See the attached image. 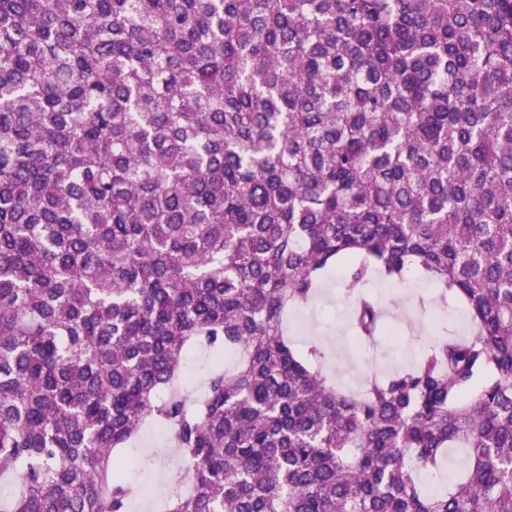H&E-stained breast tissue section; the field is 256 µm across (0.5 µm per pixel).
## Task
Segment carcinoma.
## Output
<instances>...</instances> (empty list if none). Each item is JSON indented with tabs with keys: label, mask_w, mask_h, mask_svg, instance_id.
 <instances>
[{
	"label": "carcinoma",
	"mask_w": 512,
	"mask_h": 512,
	"mask_svg": "<svg viewBox=\"0 0 512 512\" xmlns=\"http://www.w3.org/2000/svg\"><path fill=\"white\" fill-rule=\"evenodd\" d=\"M336 265L360 340L415 270L474 336L343 390ZM148 425L164 512H512V0H0V512H127ZM136 448H141L152 459L143 465L139 474L129 472V477L139 482H150L162 491L170 490L176 479L177 470L174 467L175 456L180 461L176 450L170 448L166 440L155 431L144 429L137 439ZM463 462L464 452L461 449L452 448L447 450L439 469L434 472L444 477L443 482L432 492H443L448 490V474L460 473L463 469Z\"/></svg>",
	"instance_id": "1"
}]
</instances>
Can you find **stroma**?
I'll return each instance as SVG.
<instances>
[{
  "mask_svg": "<svg viewBox=\"0 0 512 512\" xmlns=\"http://www.w3.org/2000/svg\"><path fill=\"white\" fill-rule=\"evenodd\" d=\"M342 277L339 267L325 274L322 291L305 307V321H288V336L297 349H306L315 341L327 343L330 354L325 365L342 388L359 390L367 373L391 372L410 364L419 348L441 330L459 336L472 333L463 302L449 301L442 310L431 306L436 287L426 276L417 274L397 284L376 277L369 291L382 306L386 322L396 327L398 336L392 343H357L351 322L352 301L344 291ZM137 446L150 460L135 475V482H149L170 490L177 475L175 449L149 429L138 437Z\"/></svg>",
  "mask_w": 512,
  "mask_h": 512,
  "instance_id": "stroma-1",
  "label": "stroma"
}]
</instances>
